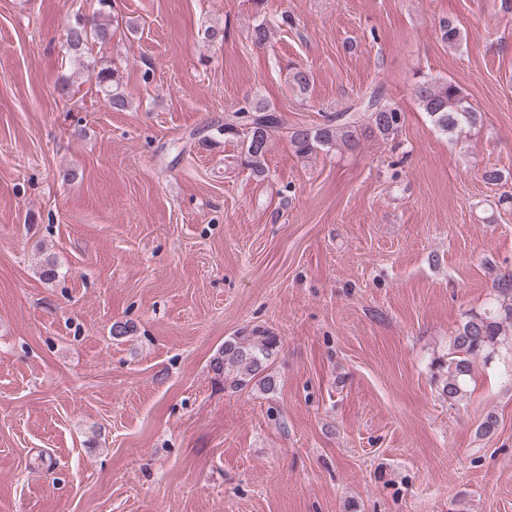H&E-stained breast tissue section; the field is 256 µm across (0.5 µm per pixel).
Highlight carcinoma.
<instances>
[{"label": "carcinoma", "mask_w": 512, "mask_h": 512, "mask_svg": "<svg viewBox=\"0 0 512 512\" xmlns=\"http://www.w3.org/2000/svg\"><path fill=\"white\" fill-rule=\"evenodd\" d=\"M98 20L91 26L76 21L66 29L65 47L68 53L79 56L97 43L112 40L110 10L113 0H97ZM311 72L294 68L288 74L292 88L306 91L311 84ZM99 91L105 106L124 111L129 102L119 86L116 72L102 69L96 74ZM415 96L420 108L435 126L449 136L481 125V113L468 101L462 89L452 81L422 79L415 85ZM369 113V132L387 139L398 130L401 111L382 102L378 92L362 99L358 106L325 116L322 124L309 128L297 127L289 132V141L295 153L308 156L319 150L341 145L349 150L359 144L356 113ZM286 125L284 116L262 101L231 110L224 118V134L243 139L248 166L257 174L265 173L263 160L268 150L270 133ZM512 337V274H501L493 284L488 306L481 312L468 314L449 342L448 357L436 360L433 381L441 398L449 404L467 399L473 363L481 360L489 364L499 349ZM277 338L258 329L251 335L231 336L224 340L209 364L213 378L230 381L231 387L244 390L249 387L269 393L276 382L269 373L272 358L277 354Z\"/></svg>", "instance_id": "1"}]
</instances>
